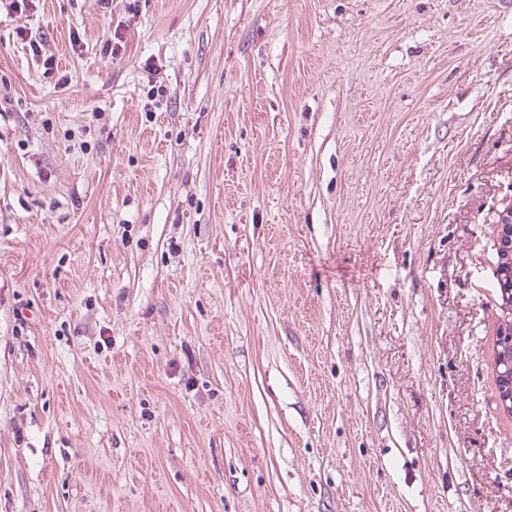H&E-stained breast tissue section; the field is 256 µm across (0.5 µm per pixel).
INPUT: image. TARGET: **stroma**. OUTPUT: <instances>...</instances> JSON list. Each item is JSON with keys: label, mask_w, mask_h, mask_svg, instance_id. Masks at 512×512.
I'll use <instances>...</instances> for the list:
<instances>
[{"label": "stroma", "mask_w": 512, "mask_h": 512, "mask_svg": "<svg viewBox=\"0 0 512 512\" xmlns=\"http://www.w3.org/2000/svg\"><path fill=\"white\" fill-rule=\"evenodd\" d=\"M511 202L512 0L0 10V512H512ZM495 225L497 230L498 253L502 256L495 269V278L499 288L502 306L508 310L509 317L504 319L499 325L497 334L499 335V346L503 342L512 344V264L506 262L512 253V204L498 213V220ZM504 252L507 256L503 257ZM503 343V344H502ZM497 380L498 405L503 412L512 410V359L506 361L501 354L499 361L495 362ZM507 369V371H506ZM508 414V412H507Z\"/></svg>", "instance_id": "stroma-1"}]
</instances>
